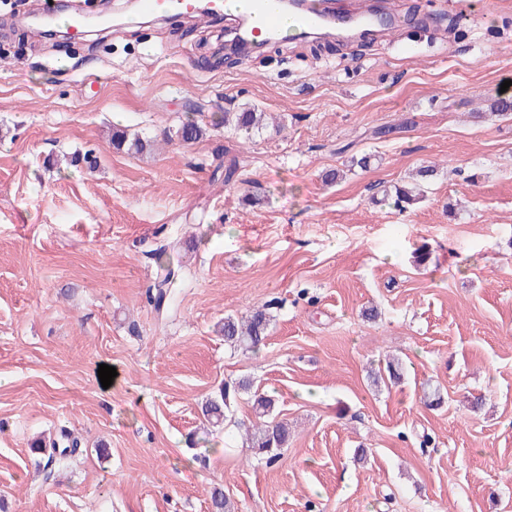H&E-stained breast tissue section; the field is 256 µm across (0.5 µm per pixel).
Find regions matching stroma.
Returning a JSON list of instances; mask_svg holds the SVG:
<instances>
[{
    "instance_id": "35a3bbf8",
    "label": "stroma",
    "mask_w": 512,
    "mask_h": 512,
    "mask_svg": "<svg viewBox=\"0 0 512 512\" xmlns=\"http://www.w3.org/2000/svg\"><path fill=\"white\" fill-rule=\"evenodd\" d=\"M39 6L0 0V512H211L216 487L235 512H512V115L489 112L512 0H380L428 37L244 59L217 52L223 23L143 24L123 0H92L119 20L103 35L21 40ZM251 106L269 117L252 139L212 124ZM189 112L206 136L167 141ZM116 126L154 151L116 148ZM263 304L265 346L225 345L218 323ZM392 357L402 382L374 385ZM242 376L291 427L274 464L241 445L249 394L221 426L201 413ZM63 428L80 452L42 465L32 441ZM175 271L171 268H164L152 289H149V300L153 303L155 311L160 313L167 303L169 288L174 282ZM151 291V294H150Z\"/></svg>"
}]
</instances>
